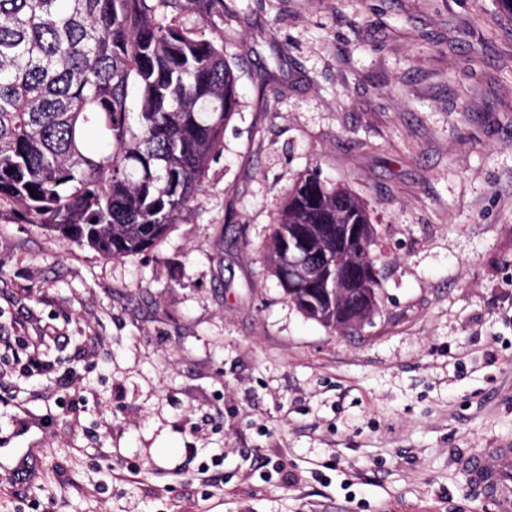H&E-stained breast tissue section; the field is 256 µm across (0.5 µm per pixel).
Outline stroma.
<instances>
[{"mask_svg":"<svg viewBox=\"0 0 512 512\" xmlns=\"http://www.w3.org/2000/svg\"><path fill=\"white\" fill-rule=\"evenodd\" d=\"M166 15L222 39L235 111L147 252L0 213V512H494L455 461L512 441V14ZM315 167L366 202L383 257L353 329L308 318L267 260Z\"/></svg>","mask_w":512,"mask_h":512,"instance_id":"obj_1","label":"stroma"}]
</instances>
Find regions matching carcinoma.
<instances>
[{"mask_svg": "<svg viewBox=\"0 0 512 512\" xmlns=\"http://www.w3.org/2000/svg\"><path fill=\"white\" fill-rule=\"evenodd\" d=\"M175 0H0V210L104 257L155 247L202 186L237 103L224 48L161 14ZM312 279L288 283V240ZM365 203L313 171L270 237L308 317L346 330L379 307Z\"/></svg>", "mask_w": 512, "mask_h": 512, "instance_id": "carcinoma-1", "label": "carcinoma"}]
</instances>
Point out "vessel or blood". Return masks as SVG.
I'll use <instances>...</instances> for the list:
<instances>
[{
    "instance_id": "1",
    "label": "vessel or blood",
    "mask_w": 512,
    "mask_h": 512,
    "mask_svg": "<svg viewBox=\"0 0 512 512\" xmlns=\"http://www.w3.org/2000/svg\"><path fill=\"white\" fill-rule=\"evenodd\" d=\"M457 467L474 496L492 503L496 512H512L511 443L459 457Z\"/></svg>"
}]
</instances>
